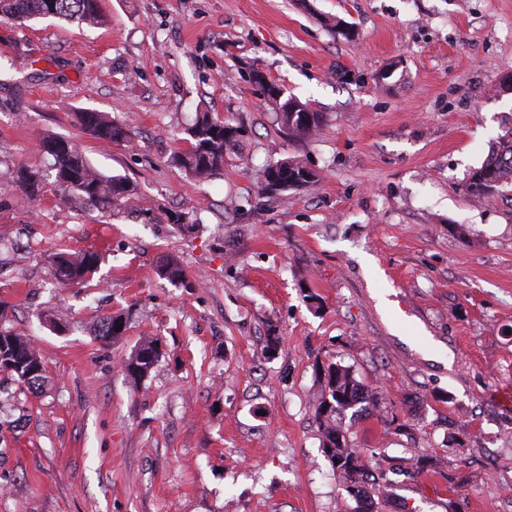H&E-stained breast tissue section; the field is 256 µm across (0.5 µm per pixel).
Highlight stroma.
Segmentation results:
<instances>
[{
  "mask_svg": "<svg viewBox=\"0 0 512 512\" xmlns=\"http://www.w3.org/2000/svg\"><path fill=\"white\" fill-rule=\"evenodd\" d=\"M100 3L99 26L0 18V330L45 369L35 394L0 372V512H354L312 406L332 362L381 398L345 421L390 484L377 512H512V191L465 190L512 125V0ZM255 69L324 113L317 138L288 140ZM84 109L130 141L86 134ZM197 111L244 128L247 164H171ZM49 133L133 183L126 206L15 189ZM289 157L321 182L260 196ZM84 249L98 272L59 287L54 255ZM169 256L185 283L158 276ZM145 336L162 356L134 385Z\"/></svg>",
  "mask_w": 512,
  "mask_h": 512,
  "instance_id": "35a3bbf8",
  "label": "stroma"
}]
</instances>
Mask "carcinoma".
Masks as SVG:
<instances>
[{"label":"carcinoma","instance_id":"1","mask_svg":"<svg viewBox=\"0 0 512 512\" xmlns=\"http://www.w3.org/2000/svg\"><path fill=\"white\" fill-rule=\"evenodd\" d=\"M100 0H0V15L24 20L42 17V11L50 9L53 17L67 22L94 24L102 22ZM263 96L276 107L279 124L288 137L295 142L315 139L324 126L323 113L311 108L309 103L296 97H284L283 89L273 84L263 89ZM84 130L105 141L130 140V126L109 119L104 113L86 109L79 113ZM237 134L224 135V122L213 118L208 112L196 114L188 128L190 147L174 153L173 162L194 180H203L224 167V162L233 157L243 159L240 143L244 138L242 127L235 126ZM60 140L58 136H46L41 147L49 160V171L54 173V183L67 200L74 205L92 206L101 210H113L124 204L131 196V186L117 176H105L96 170L76 146L48 150L50 144ZM279 180L271 181L263 175L261 191L276 195L289 188H310L320 182V176L300 159L293 157L279 161ZM47 171V172H49ZM47 172L26 164L11 170V183L34 195L41 191ZM492 177L497 183V193L512 187V127L498 137V146L484 162L473 169L465 184L468 193L485 196L483 178ZM100 256L93 251L59 253L54 257V277L62 286L80 285L96 272ZM159 276L170 281L182 282L185 273L172 259L164 260L158 267ZM122 334L114 316L104 315L98 321L97 336L105 343H112ZM158 339L148 336L125 359L124 370L133 382L145 377L157 364L161 352L157 350ZM42 361L40 353L28 336L11 331L0 332V372L27 386L35 393L42 385L32 386L25 380L28 370ZM362 410H375L378 398L369 393L353 376L349 367L332 363L323 369L320 394L316 399L315 414L323 438V448L334 467L339 471L346 492L363 504L359 512H373V496L376 489L369 486L365 464L355 448L348 442H339L344 434L342 419L347 410L355 406Z\"/></svg>","mask_w":512,"mask_h":512}]
</instances>
